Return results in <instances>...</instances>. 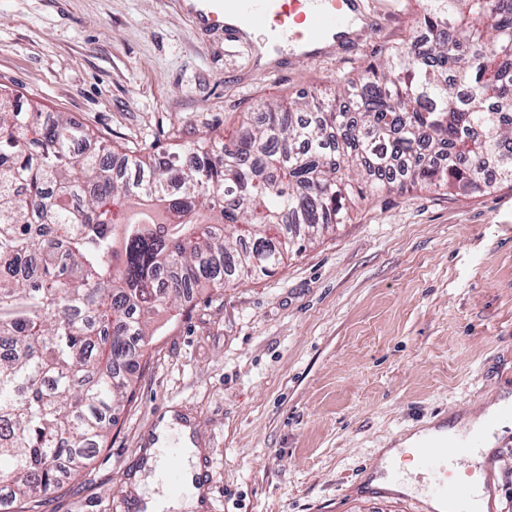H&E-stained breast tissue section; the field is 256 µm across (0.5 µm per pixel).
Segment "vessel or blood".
Segmentation results:
<instances>
[{"instance_id": "b4317fda", "label": "vessel or blood", "mask_w": 512, "mask_h": 512, "mask_svg": "<svg viewBox=\"0 0 512 512\" xmlns=\"http://www.w3.org/2000/svg\"><path fill=\"white\" fill-rule=\"evenodd\" d=\"M196 22L204 28H223L231 42L246 39L248 32L273 30L287 39L302 55L315 54L317 46L326 38L339 43H351V26L363 7V0H187ZM472 438L449 448L446 439L426 437L413 450L417 466L433 480L429 495L440 501H449L454 512H471V486L456 479L449 453L465 456L479 447Z\"/></svg>"}]
</instances>
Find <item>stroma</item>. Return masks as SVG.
Here are the masks:
<instances>
[{
	"instance_id": "1",
	"label": "stroma",
	"mask_w": 512,
	"mask_h": 512,
	"mask_svg": "<svg viewBox=\"0 0 512 512\" xmlns=\"http://www.w3.org/2000/svg\"><path fill=\"white\" fill-rule=\"evenodd\" d=\"M420 0H364L354 51L258 63L198 27L185 0H0V85L114 145L232 143L244 113L333 89L417 38ZM158 331L109 445L44 512H139L156 414L193 419L211 463L206 512H427L361 493L379 449L512 397V185L466 198L371 196L268 275L186 297ZM487 512H512V428Z\"/></svg>"
}]
</instances>
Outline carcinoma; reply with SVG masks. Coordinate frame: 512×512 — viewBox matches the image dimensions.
I'll use <instances>...</instances> for the list:
<instances>
[{
  "instance_id": "obj_1",
  "label": "carcinoma",
  "mask_w": 512,
  "mask_h": 512,
  "mask_svg": "<svg viewBox=\"0 0 512 512\" xmlns=\"http://www.w3.org/2000/svg\"><path fill=\"white\" fill-rule=\"evenodd\" d=\"M427 34L333 96L245 112L183 157L106 148L0 86V491L43 512L107 446L153 310L285 264L368 194L512 184V0H427ZM123 201L135 218L114 221Z\"/></svg>"
}]
</instances>
